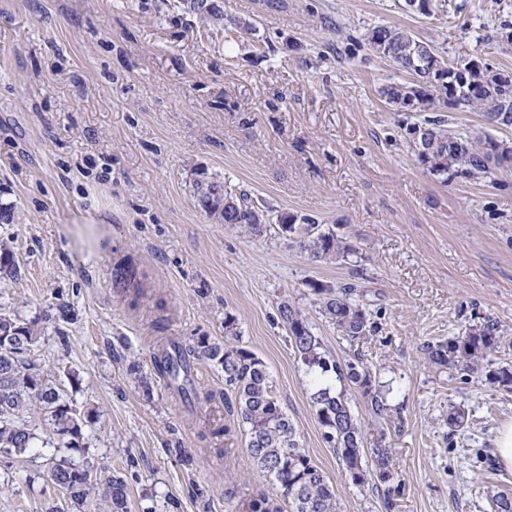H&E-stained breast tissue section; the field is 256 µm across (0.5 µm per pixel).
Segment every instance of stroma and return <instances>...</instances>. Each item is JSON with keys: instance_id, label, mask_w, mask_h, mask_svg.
<instances>
[{"instance_id": "35a3bbf8", "label": "stroma", "mask_w": 512, "mask_h": 512, "mask_svg": "<svg viewBox=\"0 0 512 512\" xmlns=\"http://www.w3.org/2000/svg\"><path fill=\"white\" fill-rule=\"evenodd\" d=\"M0 0V239L16 254L0 309L38 320L27 364L97 409L81 449L0 452V512L71 507L47 479L63 459L128 485L132 512H249L266 497L289 512L245 450L224 373L193 362L186 401L154 368L169 343L224 339L266 364L303 447L330 478L341 512H491L512 493L495 457L512 424V390L427 365L423 342L498 323L512 334V176L442 180L419 164L407 126L444 116L480 133L481 113L435 103L407 112L385 85L407 75L367 34L396 26L448 61L512 71V0ZM256 200L269 217L308 216L354 245L362 299L377 330L350 340L318 312L310 285L351 282L345 261L314 262L269 224L254 238L212 220L198 173ZM110 215L81 224L86 212ZM289 301L339 362L362 359L394 382L402 426L390 429L401 482L345 473L311 395L317 378L288 343ZM467 425L449 432V405Z\"/></svg>"}]
</instances>
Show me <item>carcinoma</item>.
<instances>
[{
    "mask_svg": "<svg viewBox=\"0 0 512 512\" xmlns=\"http://www.w3.org/2000/svg\"><path fill=\"white\" fill-rule=\"evenodd\" d=\"M371 48L395 63L411 76L406 83H391L381 94L402 108L415 100L429 107L446 88L437 78L448 69L468 74L467 83L459 86L455 109L479 112L487 125L512 127V85L497 82V70L476 59L458 58L448 63L430 43L398 27L376 26L367 35ZM436 62L429 70L425 58ZM408 144L418 162L431 174L444 180L463 176L475 180H496L512 173V148L500 152L505 142L489 134H467L448 128L440 119H426L407 128ZM194 194L202 205L213 203L224 194L235 207L224 212V225L254 237H261L270 222L262 216L257 223L254 214L260 207L245 192L235 193L209 182L194 184ZM280 231L298 236L300 249L315 261L339 260L356 254V249L343 236L323 232L309 218L282 215L277 218ZM16 270L13 247L0 241V274ZM319 297V312L336 330L352 340L374 330L369 314L357 300V286L345 284L337 289L310 282ZM279 315L288 328L289 343L298 360L309 370L329 374L340 387L327 384L312 395L324 440L336 448L346 473L357 483L365 480L363 461L370 455L378 479L391 484L399 478L393 450L387 442L386 429L367 440L349 407L348 390L357 389L367 398L373 414L384 423H401L399 406L390 403V385H374L369 368L361 361L340 364L324 351L321 339L311 331L305 315L288 302L279 307ZM42 336L35 321H26L7 311L0 312V449L22 454L31 448L47 447L61 441L65 448L86 447L85 428L98 417L93 409L81 410L65 390L46 380L27 365L23 355L32 351ZM506 337L495 323L467 328L445 340L422 345L426 363L437 368L454 369L466 377L483 378L505 388H512V365L493 367L491 356L500 350ZM236 317L224 315V342L202 338L194 348L170 344L156 357L159 375L184 397L194 390L189 356L198 354L216 362L224 372V384L235 393V402L226 406L237 415L246 438L245 447L254 466L272 481L277 495L288 502L291 512H338L334 487L325 472L314 464L293 422L278 399L276 386L266 364L254 352L238 346ZM39 410L48 421L50 437L37 435L27 423L25 414ZM53 486L66 488L72 510L78 512L87 503L92 490L102 481L106 485L104 512H131L127 483L118 475L100 477L87 468L66 461L52 466L48 473Z\"/></svg>",
    "mask_w": 512,
    "mask_h": 512,
    "instance_id": "1",
    "label": "carcinoma"
}]
</instances>
